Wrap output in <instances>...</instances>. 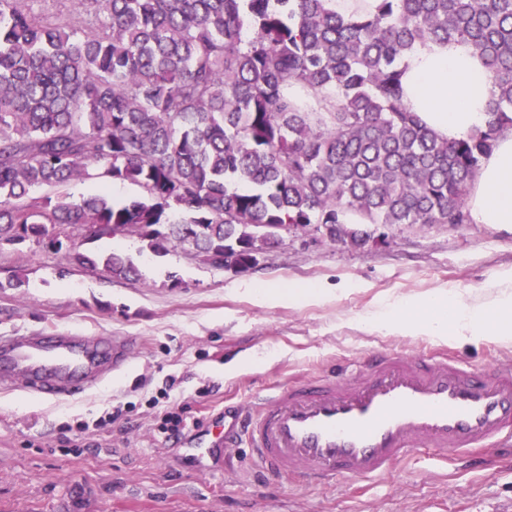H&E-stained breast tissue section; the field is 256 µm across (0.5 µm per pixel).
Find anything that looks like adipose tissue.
<instances>
[{"label":"adipose tissue","mask_w":512,"mask_h":512,"mask_svg":"<svg viewBox=\"0 0 512 512\" xmlns=\"http://www.w3.org/2000/svg\"><path fill=\"white\" fill-rule=\"evenodd\" d=\"M404 101L442 138L458 141L484 129L494 91L483 60L462 42L416 45L400 65ZM471 223L512 226V126L503 127L469 189ZM370 330L476 343L493 336L512 341V272L459 293L439 290L392 297L360 317Z\"/></svg>","instance_id":"obj_1"}]
</instances>
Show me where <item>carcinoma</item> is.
<instances>
[{
  "label": "carcinoma",
  "instance_id": "obj_1",
  "mask_svg": "<svg viewBox=\"0 0 512 512\" xmlns=\"http://www.w3.org/2000/svg\"><path fill=\"white\" fill-rule=\"evenodd\" d=\"M327 0H76L77 28L0 0V249L136 236L222 269L291 230L356 245L357 226L465 224L466 197L512 113V0H380L346 19ZM461 41L494 84L485 130L449 142L403 101L415 45ZM143 195L75 199L74 180ZM36 189L50 193L35 197ZM114 278L127 255L74 253Z\"/></svg>",
  "mask_w": 512,
  "mask_h": 512
}]
</instances>
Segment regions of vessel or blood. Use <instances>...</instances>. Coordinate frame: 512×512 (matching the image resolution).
Returning <instances> with one entry per match:
<instances>
[{
    "mask_svg": "<svg viewBox=\"0 0 512 512\" xmlns=\"http://www.w3.org/2000/svg\"><path fill=\"white\" fill-rule=\"evenodd\" d=\"M137 351L131 337L81 329L0 336V389L92 391L125 372ZM504 441L512 442V368L397 351L255 396L225 414L222 434L199 454L243 446L275 478L332 485L384 478L424 448L484 468L486 447Z\"/></svg>",
    "mask_w": 512,
    "mask_h": 512,
    "instance_id": "vessel-or-blood-1",
    "label": "vessel or blood"
}]
</instances>
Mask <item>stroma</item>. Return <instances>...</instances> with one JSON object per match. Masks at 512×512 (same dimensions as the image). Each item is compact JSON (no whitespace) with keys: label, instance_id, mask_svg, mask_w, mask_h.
I'll list each match as a JSON object with an SVG mask.
<instances>
[{"label":"stroma","instance_id":"stroma-1","mask_svg":"<svg viewBox=\"0 0 512 512\" xmlns=\"http://www.w3.org/2000/svg\"><path fill=\"white\" fill-rule=\"evenodd\" d=\"M358 247L313 233L285 235L244 274L175 249L142 251L136 237L82 242L75 250L130 256L137 279L82 269L72 251L26 243L0 250V336L83 329L133 337L138 355L100 389L52 398L0 392V512H512V458L495 448L484 472L426 448L374 482L312 487L265 481L248 448L207 470L188 449L209 424L257 393L339 367L371 352L442 349L472 365L512 366V342L442 341L363 329L359 314L383 299L444 288L472 290L512 271V228L485 224L373 226ZM271 286L280 297L257 299ZM168 391L166 408L149 398ZM121 420L80 434L112 407ZM180 434L159 430L165 411Z\"/></svg>","mask_w":512,"mask_h":512}]
</instances>
